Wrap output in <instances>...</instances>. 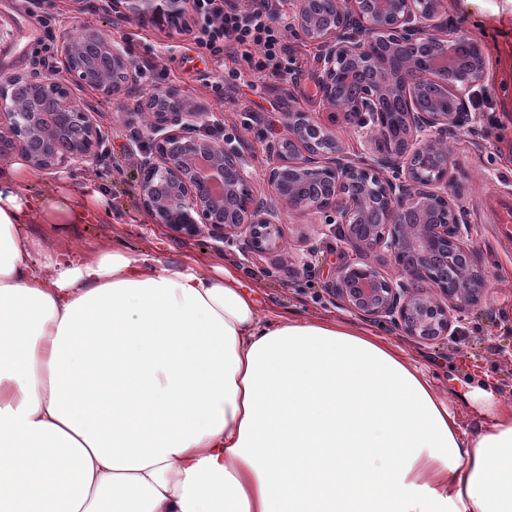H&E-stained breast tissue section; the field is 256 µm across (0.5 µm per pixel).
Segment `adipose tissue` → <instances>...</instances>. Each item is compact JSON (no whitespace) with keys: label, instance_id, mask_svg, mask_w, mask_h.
Listing matches in <instances>:
<instances>
[{"label":"adipose tissue","instance_id":"obj_1","mask_svg":"<svg viewBox=\"0 0 512 512\" xmlns=\"http://www.w3.org/2000/svg\"><path fill=\"white\" fill-rule=\"evenodd\" d=\"M0 163V512H512V409L464 428L408 353L237 273L46 248L111 219Z\"/></svg>","mask_w":512,"mask_h":512}]
</instances>
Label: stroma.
<instances>
[{"label":"stroma","instance_id":"obj_1","mask_svg":"<svg viewBox=\"0 0 512 512\" xmlns=\"http://www.w3.org/2000/svg\"><path fill=\"white\" fill-rule=\"evenodd\" d=\"M59 24L56 37L75 35L88 24L120 41L130 57L155 58L163 74L158 87H178L205 111L216 113L225 133L244 145L251 168L263 173L266 147L273 135H286L282 115L290 110L314 113L347 152L360 154L366 146L343 113L326 106L315 85L316 50L294 31H287V66L295 80L269 82L237 62L242 79L235 88L215 99L201 81V74L217 78L222 65L198 58L192 35L185 25L156 28L113 15L106 0H54ZM449 30H460L477 41L489 60L481 84L487 103L507 125L498 135H485L484 115L474 113L470 122L450 128L447 143L456 163L460 185L457 204L468 228V239L477 264L487 276V294L481 303L460 315L457 338L421 344L405 336L392 323L359 316L328 291V273L339 260L340 241L322 217L294 214L283 225L280 252L254 261L240 245H226L206 236L178 235L154 222L143 208L136 189L137 159L132 150L134 127L125 123L120 102H136L149 92L139 81L126 84L118 101L101 93L74 87V95L94 112L106 132L104 152L97 167H74L56 175L39 172L30 183L31 195L49 196L63 189L81 197L87 189L101 190L115 216L109 224H79L52 246L94 252L120 243L135 256L150 254L173 263L195 257L202 267L221 264L241 273L264 308L278 313L297 312L307 317L346 320L371 328L401 345L430 374L448 387V405L464 424L482 420L483 399L474 394L485 383L495 400L512 406V243L501 239L488 207L491 198L512 199V64L505 51L512 48V0H445ZM29 0H0V24L9 30L0 41V74L27 75L35 71L30 48L42 35Z\"/></svg>","mask_w":512,"mask_h":512}]
</instances>
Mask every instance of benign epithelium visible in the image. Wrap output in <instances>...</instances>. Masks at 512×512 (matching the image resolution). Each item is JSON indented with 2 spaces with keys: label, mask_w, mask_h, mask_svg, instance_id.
<instances>
[{
  "label": "benign epithelium",
  "mask_w": 512,
  "mask_h": 512,
  "mask_svg": "<svg viewBox=\"0 0 512 512\" xmlns=\"http://www.w3.org/2000/svg\"><path fill=\"white\" fill-rule=\"evenodd\" d=\"M119 16L164 27L186 20L190 0H108ZM317 0H293V28L321 48L317 89L322 101L349 119L372 123L369 157L349 156L310 112L285 113L288 136L267 146V193L253 190V173L232 137L218 138L210 114L180 96L163 107L152 94L131 110L151 112L140 148L138 195L155 223L173 232L207 233L239 242L245 255L262 257L283 244L292 213L330 215L347 258L334 268L327 288L352 312L388 320L401 332L429 343L458 333L457 314L478 305L486 277L475 267L453 201L454 160L445 151L448 127L471 120V88L484 80L488 60L476 48L469 67L448 78L452 64L424 67L421 53L451 58L448 45L469 42L448 34L443 0H335L327 15ZM83 34L101 40L112 70L96 88L114 97L133 67L126 49L104 39L93 25ZM65 70L86 84L82 39L61 45ZM24 80L50 85L56 112L46 116L12 95ZM453 101L448 111L447 101ZM399 103L394 123L383 106ZM105 130L85 110L69 82L10 75L0 79V161L19 155L29 166L62 173L74 164L91 168L101 157ZM383 251L396 278L385 276L368 255Z\"/></svg>",
  "instance_id": "1"
}]
</instances>
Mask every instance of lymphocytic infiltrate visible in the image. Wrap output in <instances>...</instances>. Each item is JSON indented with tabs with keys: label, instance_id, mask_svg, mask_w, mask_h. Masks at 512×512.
<instances>
[{
	"label": "lymphocytic infiltrate",
	"instance_id": "1",
	"mask_svg": "<svg viewBox=\"0 0 512 512\" xmlns=\"http://www.w3.org/2000/svg\"><path fill=\"white\" fill-rule=\"evenodd\" d=\"M282 5L283 0H192L198 57L241 60L266 79L288 80Z\"/></svg>",
	"mask_w": 512,
	"mask_h": 512
}]
</instances>
